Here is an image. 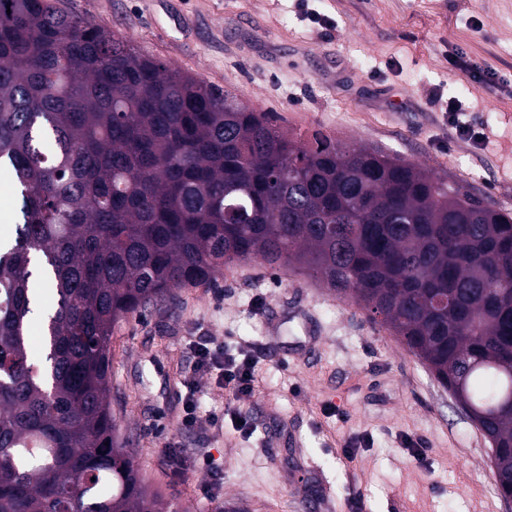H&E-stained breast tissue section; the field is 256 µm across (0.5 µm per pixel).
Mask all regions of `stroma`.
Instances as JSON below:
<instances>
[{
  "mask_svg": "<svg viewBox=\"0 0 512 512\" xmlns=\"http://www.w3.org/2000/svg\"><path fill=\"white\" fill-rule=\"evenodd\" d=\"M54 3L273 115L281 130L383 150L512 215V0ZM460 54L499 82L451 66ZM437 92L487 125L492 144L457 137ZM199 336L255 358L256 391L236 397L195 375ZM111 355V409L151 489L180 512H300L299 499L324 496L327 512H512L494 490L488 440L427 366L295 266L242 262L214 287L183 288L175 310L123 319ZM189 378L202 414L235 408L251 430L182 427ZM215 468L216 501L205 495Z\"/></svg>",
  "mask_w": 512,
  "mask_h": 512,
  "instance_id": "1",
  "label": "stroma"
}]
</instances>
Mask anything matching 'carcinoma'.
Returning a JSON list of instances; mask_svg holds the SVG:
<instances>
[{"label":"carcinoma","mask_w":512,"mask_h":512,"mask_svg":"<svg viewBox=\"0 0 512 512\" xmlns=\"http://www.w3.org/2000/svg\"><path fill=\"white\" fill-rule=\"evenodd\" d=\"M0 173L21 215L0 245V512H179L111 411L112 335L247 260L353 296L458 392L512 486L508 215L379 150L294 138L53 0H0Z\"/></svg>","instance_id":"1"}]
</instances>
